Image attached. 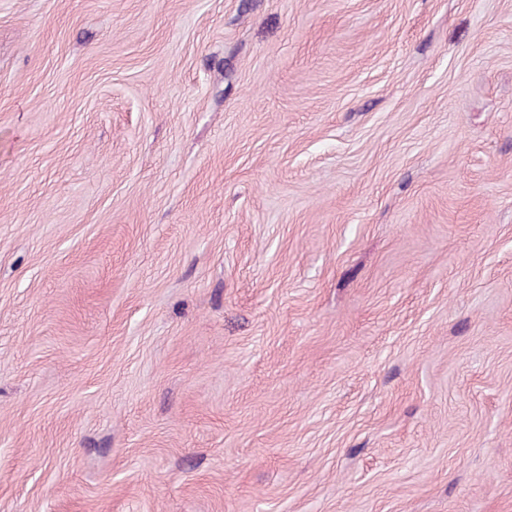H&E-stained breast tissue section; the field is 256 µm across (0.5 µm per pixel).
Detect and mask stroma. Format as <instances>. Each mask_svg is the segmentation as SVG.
Returning a JSON list of instances; mask_svg holds the SVG:
<instances>
[{
	"instance_id": "1",
	"label": "stroma",
	"mask_w": 512,
	"mask_h": 512,
	"mask_svg": "<svg viewBox=\"0 0 512 512\" xmlns=\"http://www.w3.org/2000/svg\"><path fill=\"white\" fill-rule=\"evenodd\" d=\"M0 512H512V0H0Z\"/></svg>"
}]
</instances>
